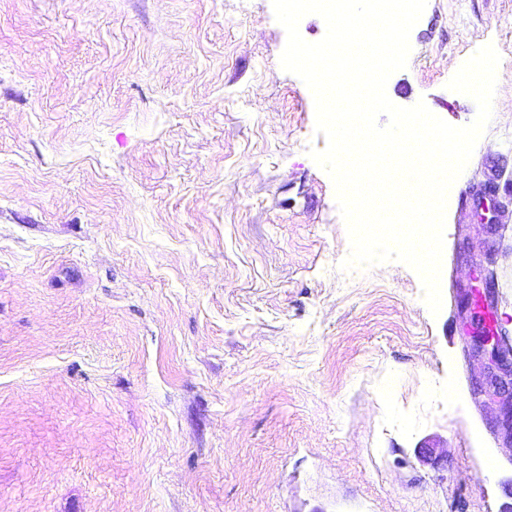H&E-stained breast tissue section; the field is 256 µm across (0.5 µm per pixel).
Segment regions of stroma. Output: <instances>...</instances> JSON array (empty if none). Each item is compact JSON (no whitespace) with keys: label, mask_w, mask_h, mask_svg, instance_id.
I'll list each match as a JSON object with an SVG mask.
<instances>
[{"label":"stroma","mask_w":512,"mask_h":512,"mask_svg":"<svg viewBox=\"0 0 512 512\" xmlns=\"http://www.w3.org/2000/svg\"><path fill=\"white\" fill-rule=\"evenodd\" d=\"M286 41L271 0H0V512L512 500L466 326L490 292L512 339V0H427L386 84L466 126L477 104L448 83L500 55L462 172L494 206L449 193L435 315L402 262L342 269Z\"/></svg>","instance_id":"stroma-1"}]
</instances>
